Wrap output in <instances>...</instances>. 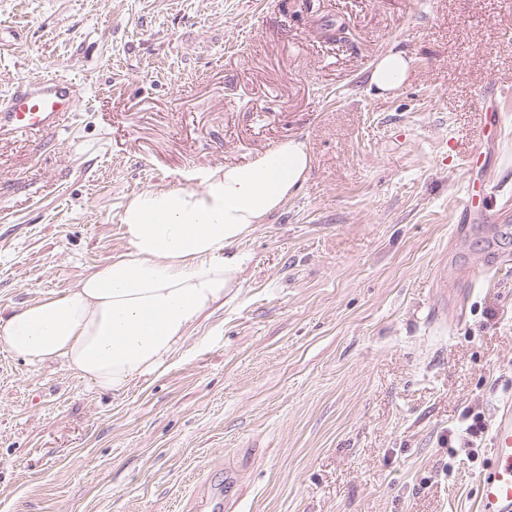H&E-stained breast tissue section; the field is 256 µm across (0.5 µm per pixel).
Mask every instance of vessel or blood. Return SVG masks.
<instances>
[{"instance_id": "obj_1", "label": "vessel or blood", "mask_w": 512, "mask_h": 512, "mask_svg": "<svg viewBox=\"0 0 512 512\" xmlns=\"http://www.w3.org/2000/svg\"><path fill=\"white\" fill-rule=\"evenodd\" d=\"M75 85L63 78L27 77L0 99V136L50 135L64 116L75 111ZM492 192L482 189L463 211L470 223L493 219ZM493 455L478 482V512H512V407L500 411L492 424Z\"/></svg>"}]
</instances>
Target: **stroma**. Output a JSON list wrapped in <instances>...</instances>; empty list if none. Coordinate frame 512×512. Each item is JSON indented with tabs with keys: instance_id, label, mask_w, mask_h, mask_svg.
I'll use <instances>...</instances> for the list:
<instances>
[{
	"instance_id": "stroma-1",
	"label": "stroma",
	"mask_w": 512,
	"mask_h": 512,
	"mask_svg": "<svg viewBox=\"0 0 512 512\" xmlns=\"http://www.w3.org/2000/svg\"><path fill=\"white\" fill-rule=\"evenodd\" d=\"M0 28V97L79 98L52 137L0 139L1 316L126 253L135 194L311 154L238 287L125 393L0 342V512H477L512 234L461 223L463 158L497 102L512 225V0H0ZM391 51L412 63L383 94ZM410 71V60L400 52L386 53L375 65L370 81L381 92L398 89Z\"/></svg>"
}]
</instances>
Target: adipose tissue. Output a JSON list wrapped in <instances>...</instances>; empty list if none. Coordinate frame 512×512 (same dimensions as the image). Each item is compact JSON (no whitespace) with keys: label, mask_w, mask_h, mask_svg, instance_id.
<instances>
[{"label":"adipose tissue","mask_w":512,"mask_h":512,"mask_svg":"<svg viewBox=\"0 0 512 512\" xmlns=\"http://www.w3.org/2000/svg\"><path fill=\"white\" fill-rule=\"evenodd\" d=\"M310 165L307 145L291 138L209 171L202 189L141 191L121 216L128 252L0 317V341L29 363L59 359L100 389L125 392L236 288L250 257L230 246L281 208Z\"/></svg>","instance_id":"obj_1"}]
</instances>
